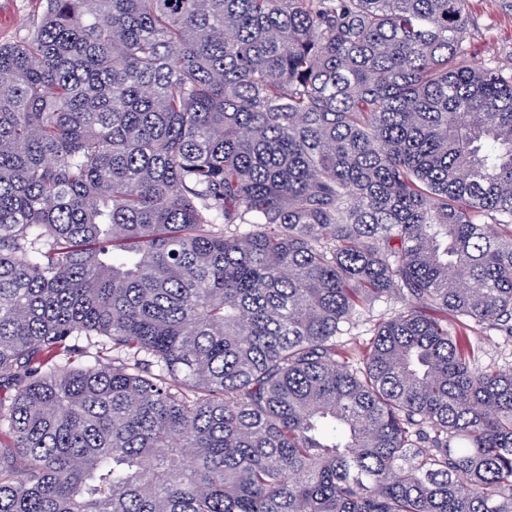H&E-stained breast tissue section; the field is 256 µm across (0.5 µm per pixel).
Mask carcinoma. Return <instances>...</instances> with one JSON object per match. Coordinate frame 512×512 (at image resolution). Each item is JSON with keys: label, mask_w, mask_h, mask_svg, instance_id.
<instances>
[{"label": "carcinoma", "mask_w": 512, "mask_h": 512, "mask_svg": "<svg viewBox=\"0 0 512 512\" xmlns=\"http://www.w3.org/2000/svg\"><path fill=\"white\" fill-rule=\"evenodd\" d=\"M469 4L45 0L0 45V512H512L464 334L512 329V72ZM407 303V299L403 298L394 299L388 303H376L360 318H356L353 325H346L345 329H348V331L344 335L336 337L338 348L349 352H354V350L359 352L363 342L370 338L371 330L379 319L390 316L395 309H399Z\"/></svg>", "instance_id": "1"}]
</instances>
